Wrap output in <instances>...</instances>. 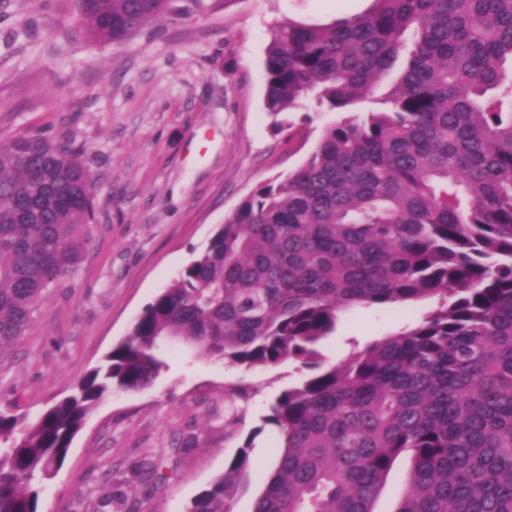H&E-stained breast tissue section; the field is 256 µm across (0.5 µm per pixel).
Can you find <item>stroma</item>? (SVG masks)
Segmentation results:
<instances>
[{"mask_svg":"<svg viewBox=\"0 0 512 512\" xmlns=\"http://www.w3.org/2000/svg\"><path fill=\"white\" fill-rule=\"evenodd\" d=\"M372 0H202L101 45L81 32L76 0H0V139L42 130L73 141L94 183L83 257L50 289L0 360V401L35 414L69 394L126 337L145 305L189 263L251 190L285 176L334 114L287 113L273 133L264 59L274 23L329 24ZM438 297L342 315L319 352L342 361L412 328ZM166 367L140 392H116L88 416L40 512H184L247 435L254 469L233 512H251L278 450L262 419L307 371L245 369L165 348ZM193 444H186L187 435ZM153 463V476L133 477ZM123 505L101 507L115 489Z\"/></svg>","mask_w":512,"mask_h":512,"instance_id":"1","label":"stroma"}]
</instances>
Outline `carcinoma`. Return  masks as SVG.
<instances>
[{
    "label": "carcinoma",
    "instance_id": "cac0c4a2",
    "mask_svg": "<svg viewBox=\"0 0 512 512\" xmlns=\"http://www.w3.org/2000/svg\"><path fill=\"white\" fill-rule=\"evenodd\" d=\"M171 2L78 0L79 23L119 43ZM374 2L337 23L274 27L273 131L299 109L341 118L240 201L69 396L32 418L0 409V512H39L92 409L151 386L177 343L231 366L309 369L255 431H276L279 452L252 512H375L401 457L394 512H512V0ZM93 212L73 143L0 139V359L81 262ZM435 295L415 327L318 361L340 314ZM252 445L185 512H233Z\"/></svg>",
    "mask_w": 512,
    "mask_h": 512
}]
</instances>
